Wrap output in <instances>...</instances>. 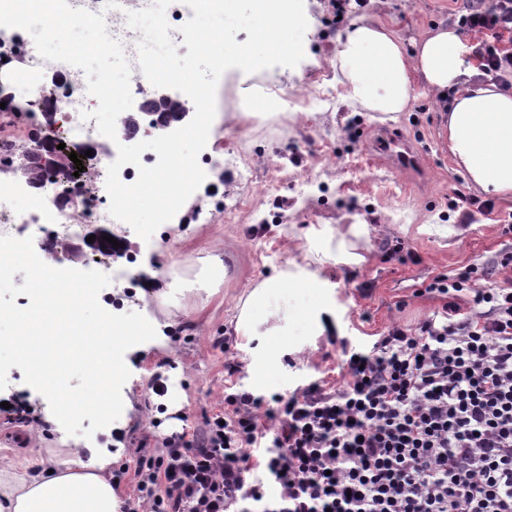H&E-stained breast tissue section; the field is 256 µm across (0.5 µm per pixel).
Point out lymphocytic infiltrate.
Wrapping results in <instances>:
<instances>
[{
    "instance_id": "obj_1",
    "label": "lymphocytic infiltrate",
    "mask_w": 512,
    "mask_h": 512,
    "mask_svg": "<svg viewBox=\"0 0 512 512\" xmlns=\"http://www.w3.org/2000/svg\"><path fill=\"white\" fill-rule=\"evenodd\" d=\"M512 80V0L459 17ZM436 278L442 305L346 359L338 387L225 395L196 435L142 449L122 512H512V280Z\"/></svg>"
}]
</instances>
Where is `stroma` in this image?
Listing matches in <instances>:
<instances>
[{"label": "stroma", "instance_id": "1", "mask_svg": "<svg viewBox=\"0 0 512 512\" xmlns=\"http://www.w3.org/2000/svg\"><path fill=\"white\" fill-rule=\"evenodd\" d=\"M466 0H347L335 19L333 0H304L308 29L304 59L293 68L273 67L247 74L227 70L216 92V116L206 152L245 148L250 179L216 165L206 188L182 206L173 224L161 225L150 240L122 225L138 268L175 284L169 299L153 290L127 293L112 277L106 291L124 312L157 321L161 346L146 342L128 354L132 408L92 439L67 434L53 418L46 398L11 368L0 390V468L24 473L32 459H68L73 448H106L128 467L116 491L137 493V461L143 448H156L163 435L194 432L206 417L222 412L232 384L269 396L314 381L336 386L342 379L343 347H369L389 326L413 324L437 310L427 290L438 277H454L470 264L485 275V288L502 280L499 256L512 250V198L475 190L454 164L442 132V114L422 86H414L408 111L380 119L353 111L329 65L337 39L362 18L380 20L405 45L426 29L456 24ZM327 102L309 109L300 101L311 92ZM383 133L403 138L421 156L422 167L399 171L376 160L369 141ZM470 199V223L450 210L448 198ZM367 224L356 244L363 260L334 263L310 253L304 233L310 225ZM297 258L330 283L324 330L294 336L302 354L255 381L239 349L232 320L243 288L258 284ZM162 375L164 396L150 383Z\"/></svg>", "mask_w": 512, "mask_h": 512}]
</instances>
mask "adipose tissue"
<instances>
[{
	"label": "adipose tissue",
	"instance_id": "obj_1",
	"mask_svg": "<svg viewBox=\"0 0 512 512\" xmlns=\"http://www.w3.org/2000/svg\"><path fill=\"white\" fill-rule=\"evenodd\" d=\"M468 38L455 27L428 30L412 48L382 22L364 19L352 24L338 42L330 66L353 107L367 112L406 111L414 84L434 99L450 94L443 109L448 114V145L456 166L468 181L489 195H512V89L501 87L474 65ZM366 225L323 224L309 228L308 242L322 244L324 257L357 264L352 241L365 235ZM292 288L308 291L311 302L300 317L309 335L322 332L326 288L309 269L295 266L258 285L248 287L235 320L243 351L254 374L281 357L293 317L282 305ZM69 466L41 469L20 479L0 470V512H120L121 501L105 474L111 454L92 448L73 449Z\"/></svg>",
	"mask_w": 512,
	"mask_h": 512
}]
</instances>
